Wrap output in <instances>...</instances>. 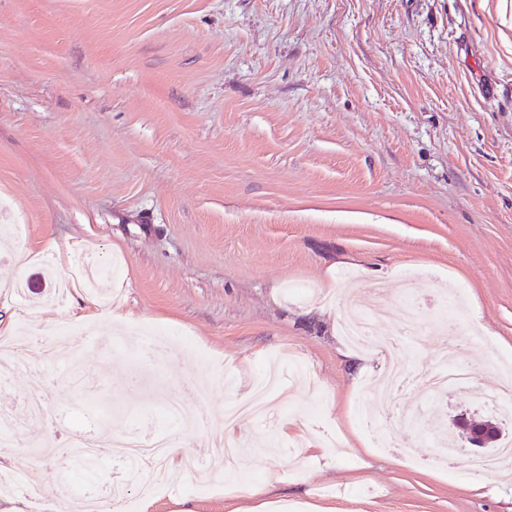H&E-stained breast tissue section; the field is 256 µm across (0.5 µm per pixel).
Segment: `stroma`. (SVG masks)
Instances as JSON below:
<instances>
[{
  "mask_svg": "<svg viewBox=\"0 0 512 512\" xmlns=\"http://www.w3.org/2000/svg\"><path fill=\"white\" fill-rule=\"evenodd\" d=\"M28 252L15 265V251ZM121 264L99 299L78 368L53 371L50 412L30 416L22 366L0 415L54 506L61 482L91 494L124 479L119 457L84 480L72 419L98 438L180 432L195 475H169L153 512H255L281 496L325 512H512V472L471 478L438 456L456 419L497 413L483 394L512 361V0H0V319L27 329L20 355L57 345L85 290L83 254ZM397 304L412 289L424 321L456 289L471 390L430 403L390 396L415 460L377 447L358 415L384 369L365 370L340 331L336 297ZM129 324L111 326L114 305ZM170 343L135 358L141 335ZM447 330L403 339L410 368L435 371ZM304 380L235 428L248 446L238 493L213 481L224 407L271 359ZM203 385L205 424L164 407Z\"/></svg>",
  "mask_w": 512,
  "mask_h": 512,
  "instance_id": "stroma-1",
  "label": "stroma"
}]
</instances>
